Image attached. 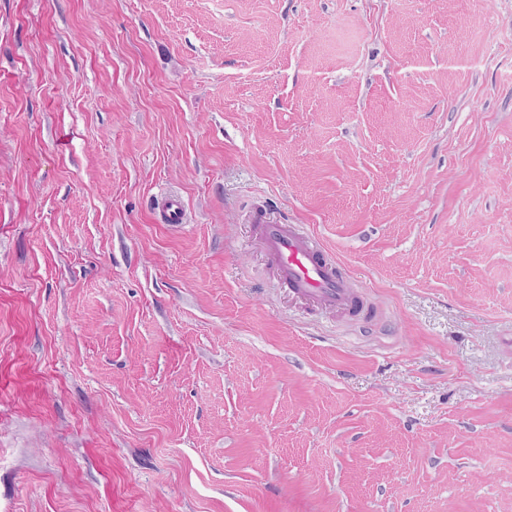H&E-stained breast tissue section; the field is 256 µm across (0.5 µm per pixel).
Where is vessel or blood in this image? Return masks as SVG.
Here are the masks:
<instances>
[{"label":"vessel or blood","instance_id":"1","mask_svg":"<svg viewBox=\"0 0 512 512\" xmlns=\"http://www.w3.org/2000/svg\"><path fill=\"white\" fill-rule=\"evenodd\" d=\"M253 217L261 226L263 248L276 268L279 288L319 309L369 316V304L306 225L272 219L261 205L255 206Z\"/></svg>","mask_w":512,"mask_h":512}]
</instances>
